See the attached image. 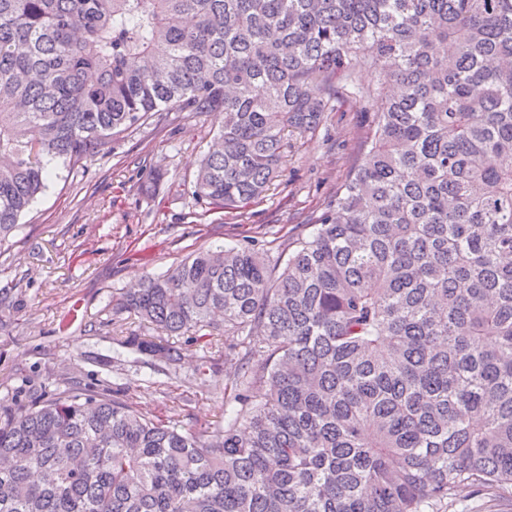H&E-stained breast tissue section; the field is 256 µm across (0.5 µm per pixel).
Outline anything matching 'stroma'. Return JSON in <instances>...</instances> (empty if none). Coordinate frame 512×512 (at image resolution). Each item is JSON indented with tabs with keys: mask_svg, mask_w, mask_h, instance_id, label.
Wrapping results in <instances>:
<instances>
[{
	"mask_svg": "<svg viewBox=\"0 0 512 512\" xmlns=\"http://www.w3.org/2000/svg\"><path fill=\"white\" fill-rule=\"evenodd\" d=\"M361 67L339 86L334 111L294 135L276 189L246 210H207L192 195L201 154L222 124L218 112H170L131 128L112 149L74 168H53L46 191L0 247V403L32 404L76 387L201 433L223 425L234 404L224 389V331L209 341L175 337L179 363L145 364L121 347L151 330L117 311L122 292L195 251L233 244L287 260L361 159L367 124L355 87L383 82ZM436 512H512V494L461 493Z\"/></svg>",
	"mask_w": 512,
	"mask_h": 512,
	"instance_id": "35a3bbf8",
	"label": "stroma"
}]
</instances>
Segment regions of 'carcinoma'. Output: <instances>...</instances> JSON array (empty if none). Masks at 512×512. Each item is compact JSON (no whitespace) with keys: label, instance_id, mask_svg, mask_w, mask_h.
<instances>
[{"label":"carcinoma","instance_id":"obj_1","mask_svg":"<svg viewBox=\"0 0 512 512\" xmlns=\"http://www.w3.org/2000/svg\"><path fill=\"white\" fill-rule=\"evenodd\" d=\"M358 166L280 266L208 248L125 293L224 324L240 409L203 438L63 392L0 414V512H433L512 488V0H0V245L50 165L222 112L192 195L241 210L358 66ZM125 345L180 360L143 336Z\"/></svg>","mask_w":512,"mask_h":512}]
</instances>
